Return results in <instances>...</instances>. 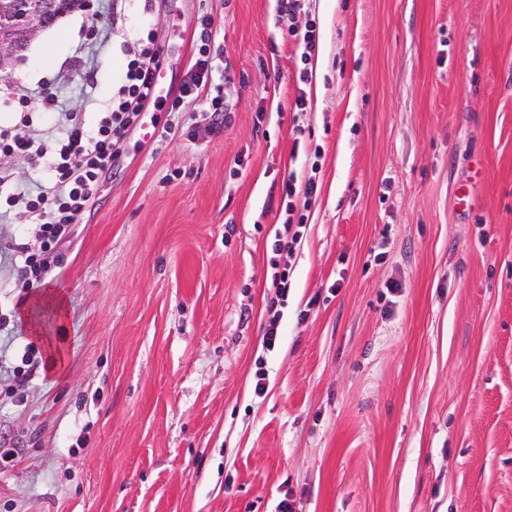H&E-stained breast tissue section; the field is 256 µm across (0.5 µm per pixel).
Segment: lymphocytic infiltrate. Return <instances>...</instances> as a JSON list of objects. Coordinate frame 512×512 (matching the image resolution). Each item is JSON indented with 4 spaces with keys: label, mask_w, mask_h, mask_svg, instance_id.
<instances>
[{
    "label": "lymphocytic infiltrate",
    "mask_w": 512,
    "mask_h": 512,
    "mask_svg": "<svg viewBox=\"0 0 512 512\" xmlns=\"http://www.w3.org/2000/svg\"><path fill=\"white\" fill-rule=\"evenodd\" d=\"M109 22L95 24L76 52L82 64L83 85L98 86V71L94 64L97 50L112 40V25L122 19L125 0H108ZM212 17L204 15L199 32L200 47L182 81L170 110L179 113L188 104L198 105L211 113V130L220 133V113L230 112L233 101L228 78L220 77L221 66L209 49L212 37ZM123 72L112 90L109 103L97 114L94 124H87L82 113L65 110L57 93L44 88L5 80L0 82V98L16 104L19 114L17 127L0 129V156L13 157L34 169H48L47 184L15 182L12 173L0 169V219L27 216L39 226L40 252L28 251L26 245H16L23 264L24 283L45 281L52 269L45 255L70 242L79 217L91 199L99 178L110 171L119 158L128 132L140 124L147 104L157 101L153 87L155 70L163 60V46L150 26L141 27L131 42L121 47ZM53 114L57 130L42 128V115ZM315 178L298 179L295 171H286L282 179L283 216L281 232L271 243L270 266L273 293L269 307L285 304L288 298L289 270L281 266L282 253H294L303 238L308 211L317 196Z\"/></svg>",
    "instance_id": "lymphocytic-infiltrate-1"
}]
</instances>
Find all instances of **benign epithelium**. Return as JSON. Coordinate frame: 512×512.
<instances>
[{
	"mask_svg": "<svg viewBox=\"0 0 512 512\" xmlns=\"http://www.w3.org/2000/svg\"><path fill=\"white\" fill-rule=\"evenodd\" d=\"M3 10L6 17L0 19V70L5 72L18 59L14 38L18 36L29 45L46 30V24L36 0H10L3 4Z\"/></svg>",
	"mask_w": 512,
	"mask_h": 512,
	"instance_id": "7a95c632",
	"label": "benign epithelium"
}]
</instances>
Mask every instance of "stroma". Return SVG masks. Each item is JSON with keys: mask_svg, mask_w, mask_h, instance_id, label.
<instances>
[{"mask_svg": "<svg viewBox=\"0 0 512 512\" xmlns=\"http://www.w3.org/2000/svg\"><path fill=\"white\" fill-rule=\"evenodd\" d=\"M206 8L223 132L188 109L167 134L148 106L153 138L127 134L48 283L0 266V512H512V0H303L306 65L276 0H127L93 95L89 10L8 77L93 119L119 40L152 26L183 79ZM288 168L318 193L269 351ZM304 17L305 22L303 27L299 28V26H293L289 33L303 45L301 62L306 65L315 53L317 48V38L315 25L312 23L313 21L308 19L309 15L306 12H304Z\"/></svg>", "mask_w": 512, "mask_h": 512, "instance_id": "obj_1", "label": "stroma"}]
</instances>
